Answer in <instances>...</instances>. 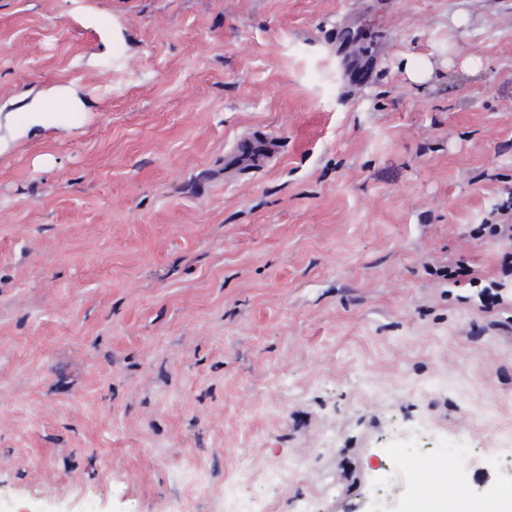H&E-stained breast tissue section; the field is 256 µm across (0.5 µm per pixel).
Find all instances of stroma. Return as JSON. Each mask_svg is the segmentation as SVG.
<instances>
[{"label": "stroma", "mask_w": 512, "mask_h": 512, "mask_svg": "<svg viewBox=\"0 0 512 512\" xmlns=\"http://www.w3.org/2000/svg\"><path fill=\"white\" fill-rule=\"evenodd\" d=\"M510 218L512 0H0V512L493 496ZM275 146L268 138H244L237 144L229 162L241 164H258L269 160L275 154Z\"/></svg>", "instance_id": "obj_1"}]
</instances>
